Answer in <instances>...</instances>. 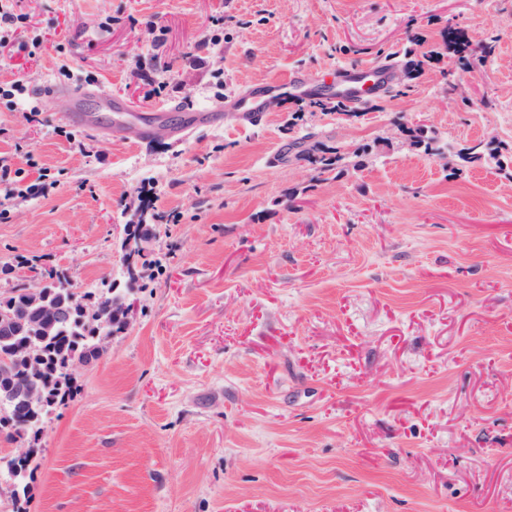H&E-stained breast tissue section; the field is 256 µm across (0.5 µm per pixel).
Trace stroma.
<instances>
[{"mask_svg": "<svg viewBox=\"0 0 512 512\" xmlns=\"http://www.w3.org/2000/svg\"><path fill=\"white\" fill-rule=\"evenodd\" d=\"M14 2L43 43L0 84L224 108L137 142L108 112L71 127L63 96L36 123L0 99L9 181L58 182L9 202L0 296L39 270L135 304L37 441L0 434V458L34 449L27 512H512V0ZM387 61L412 75L359 108L294 86L260 124L230 108ZM312 147L341 175L316 182ZM280 84L275 82L257 85L245 98L239 99L236 106L249 119L261 120L263 112H266L268 99L279 90Z\"/></svg>", "mask_w": 512, "mask_h": 512, "instance_id": "1", "label": "stroma"}]
</instances>
